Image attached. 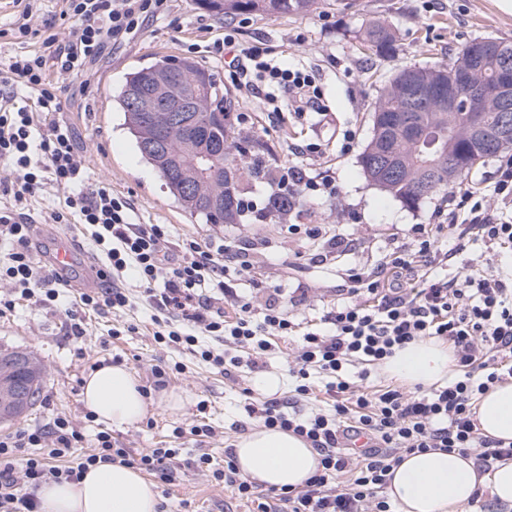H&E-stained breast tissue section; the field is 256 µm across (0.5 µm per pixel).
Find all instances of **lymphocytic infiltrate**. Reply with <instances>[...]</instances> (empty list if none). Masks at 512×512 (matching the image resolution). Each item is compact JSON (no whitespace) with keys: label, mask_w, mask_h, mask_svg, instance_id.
Instances as JSON below:
<instances>
[{"label":"lymphocytic infiltrate","mask_w":512,"mask_h":512,"mask_svg":"<svg viewBox=\"0 0 512 512\" xmlns=\"http://www.w3.org/2000/svg\"><path fill=\"white\" fill-rule=\"evenodd\" d=\"M60 2L57 18L49 19L45 0H12V20L0 27V40L18 47L0 61V164L7 169L0 177V243L9 248L6 264L0 265L5 285L0 315L31 296L53 307L60 295L30 249L31 203L52 188L62 192L63 202L46 213L44 223L90 228L103 256L98 274L105 285L80 294L84 310L124 315L132 300L122 281L134 273L141 302L152 312L155 341L190 352L228 379L245 369L266 368L278 339L300 337L290 369L294 398L309 399L318 377L331 398L330 409L291 414L274 399L246 406L248 417L303 438L320 456L303 487L280 491L287 512H391L379 492L391 468L412 452L456 450L474 455L485 471L512 457V444L480 436L476 424L480 396L512 379V272L487 269L448 278V252L426 225L417 224L410 242L387 251L371 269L352 270L350 300L318 323L304 326L290 320L278 303L259 306L228 293L225 275L249 268L245 249H212L187 238L179 250H171L166 225L141 223L130 198L111 185L87 183L71 127L54 118L71 85L89 86L93 64L137 37L148 22L167 18L170 0ZM208 51L226 57L237 85H265L268 102H275L281 88L295 113L318 111L320 94L312 75L282 66L264 43L245 46L228 34ZM289 183L328 198L338 195L335 179L307 164L289 167L286 180L270 187L280 191ZM447 228L449 238L471 236L486 249L512 250V156L501 160L495 181L482 190L453 195ZM407 272L417 274L416 284L402 283ZM228 306L233 315L225 314ZM425 337L453 343L454 381L426 392L373 384L386 359ZM350 431L370 436L373 449L355 454L342 448L339 439ZM84 440L64 416L1 436L0 512H39L35 492L43 482L76 481L100 463L117 461L166 484L176 479L181 449L135 453L115 447L111 433L101 431L93 449L83 454ZM193 463L234 487L240 498L258 500L251 482L241 478L233 452L225 453L220 469L213 468V457L203 448ZM340 473L347 474L348 484L338 490L329 481Z\"/></svg>","instance_id":"1"}]
</instances>
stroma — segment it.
<instances>
[{"mask_svg":"<svg viewBox=\"0 0 512 512\" xmlns=\"http://www.w3.org/2000/svg\"><path fill=\"white\" fill-rule=\"evenodd\" d=\"M497 0H321L317 10L299 17L247 13L217 16L197 8L193 0H173L170 15L151 23L96 68L88 89L75 90L60 114L74 133L78 152L86 159L90 182L111 184L131 199L141 222L169 225L172 244L194 238L203 243L224 240L247 247L250 270L229 276L227 287L264 303L278 295L289 316L315 323L333 305L346 300L348 274L374 267L381 254L406 242L415 224L442 223L448 196L438 193L417 208L406 207L364 176L360 157L373 135L372 110L381 88L399 69L446 63L459 47L483 37L512 41V14L500 11ZM386 20L396 31L399 49L392 55L364 51L358 34L372 19ZM231 33L242 44L263 42L272 57L291 68H312L323 97L326 115L274 116L262 95L240 90L224 72V62L205 52V45ZM157 55L191 58L218 75L233 115L235 130L251 143V151L274 174L295 163H311L329 171L340 191L337 200L308 194L282 220L251 219L247 224L214 227L199 224L170 197L163 181L141 162L126 133L124 116L114 98L126 73ZM355 139L341 152L344 131ZM320 144L317 153L298 155L300 147ZM311 224L333 226L350 247L339 252L325 241H312ZM467 266L509 267L512 254L487 251L480 241L465 239L462 251L448 264L449 276ZM136 324L133 333L116 336L119 320L103 310L85 316L87 334L82 343L68 335L63 310L48 309L23 300L14 312L0 317V349H26L42 362L41 393L35 406L19 419L0 424V436L20 427L65 416L86 435L104 430V422L86 418L81 402L85 377L95 362L126 365L148 390L151 413L136 427L116 430L113 440L125 448H168L187 451L205 447L216 467L224 465V450L239 434L247 402L244 388L253 387L255 373L237 379L199 362L188 352L169 350L153 336L151 312L133 303L126 317ZM171 367L164 390L181 393L185 404L172 410L160 403L162 390L154 387V365ZM212 426L207 438L194 436V427ZM161 501L170 512H258L255 503L241 499L236 489L191 467H182L171 484L157 483Z\"/></svg>","mask_w":512,"mask_h":512,"instance_id":"35a3bbf8","label":"stroma"}]
</instances>
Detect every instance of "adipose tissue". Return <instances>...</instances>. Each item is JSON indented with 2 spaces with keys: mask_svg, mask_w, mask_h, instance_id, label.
Masks as SVG:
<instances>
[{
  "mask_svg": "<svg viewBox=\"0 0 512 512\" xmlns=\"http://www.w3.org/2000/svg\"><path fill=\"white\" fill-rule=\"evenodd\" d=\"M383 374L408 388H430L457 373L455 351L448 341L426 337L396 350ZM81 401L96 419L118 429L137 426L151 403L135 375L125 366L105 364L84 380ZM477 422L484 436L512 442V383L492 387L481 396ZM240 475L262 487H302L319 463L317 452L290 432L263 425L253 427L234 444ZM512 504V459L481 473L473 458L459 452L430 450L404 455L394 466L388 494L399 512H463L478 488ZM36 496L42 512H158L155 485L133 467L102 463L90 467L79 481H49Z\"/></svg>",
  "mask_w": 512,
  "mask_h": 512,
  "instance_id": "obj_1",
  "label": "adipose tissue"
}]
</instances>
